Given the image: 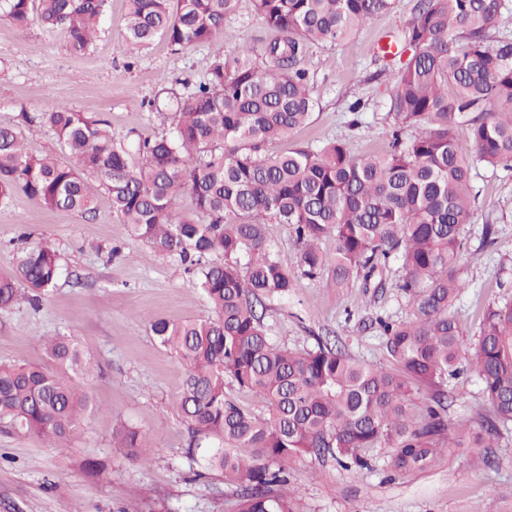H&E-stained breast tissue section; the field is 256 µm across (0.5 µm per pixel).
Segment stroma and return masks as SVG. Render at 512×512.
<instances>
[{
  "instance_id": "stroma-1",
  "label": "stroma",
  "mask_w": 512,
  "mask_h": 512,
  "mask_svg": "<svg viewBox=\"0 0 512 512\" xmlns=\"http://www.w3.org/2000/svg\"><path fill=\"white\" fill-rule=\"evenodd\" d=\"M415 0H396L392 12L374 17L340 45L312 48L318 106L309 125L276 143L279 151L298 144L322 146L336 139L355 156L388 148L385 78L376 74L377 42L401 29ZM126 0H108L92 50L72 53L62 30L39 23L18 28L0 20V124L39 118L57 104L108 119L127 142L168 131L169 109H155L166 91L182 92L183 81L203 80L215 49L202 44L178 50L159 39L147 49L124 42ZM225 49L240 39L261 45L273 33L257 17L253 0H237L225 22ZM361 102L363 110L350 107ZM480 190L458 275L466 287L454 305L476 340L488 308L512 303V170L479 168ZM88 187L95 210L86 215L52 211L23 191L0 204V274L12 271L21 232L50 241L62 254L69 278L39 307L23 305L0 313V362L47 364L44 343L54 336L78 341L96 362L85 388L96 404L70 447L52 448L43 438L19 433L0 421V512H234L235 497L220 473L195 477L188 456L189 434L172 401L185 370L148 328L152 318L172 322L210 317L212 310L184 273L132 236L96 180ZM491 238H483L484 226ZM120 247L112 258L110 247ZM268 336L293 350L328 342L367 364L390 367L377 315L407 319L410 309L397 272L379 288L354 282L336 291L326 280H298L287 298L264 303ZM450 386V437L480 431L489 406L477 375L461 371ZM132 427L153 455L147 464L129 460L112 432ZM487 452L445 449L423 472L394 474L384 466L386 448L372 451V470H346L310 456L292 467L290 486L302 512H512V425L489 437ZM100 467L88 471L87 460Z\"/></svg>"
}]
</instances>
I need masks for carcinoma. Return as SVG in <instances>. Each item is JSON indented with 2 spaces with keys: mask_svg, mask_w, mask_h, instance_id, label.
<instances>
[{
  "mask_svg": "<svg viewBox=\"0 0 512 512\" xmlns=\"http://www.w3.org/2000/svg\"><path fill=\"white\" fill-rule=\"evenodd\" d=\"M107 0H0V16L68 33L75 53L98 37ZM236 0H128L124 39L133 49L162 38L178 49L224 37ZM395 0H254L276 33L257 46L219 52L207 77L177 100L174 126L138 140L133 161L124 140L99 116L65 105L40 123L60 155H35L21 125H0V203L21 190L50 210L88 214L96 179L130 233L190 274L213 316L149 320L160 344L186 366L173 405L187 424L189 453L206 448V468L234 487L236 512H298L286 491L302 456L371 469L369 452L390 449L397 474L428 469L441 454L448 379L472 369L489 404L484 435L512 424V305L488 309L468 346L452 313L465 288L457 273L463 231L479 196L477 168L512 170V36L495 33L512 0H417L397 52H374L392 85L390 148L354 156L346 143L269 146L309 123L317 101L306 65L312 47L339 45ZM188 197L189 211L176 201ZM289 226L300 247L296 270L268 243L266 225ZM334 240L332 252L324 241ZM399 262L407 320L378 317L395 370L318 345L292 351L272 342L258 305L283 298L298 278L327 277L340 291ZM67 274L61 253L42 243L18 252L0 275V311L22 298L40 304ZM57 364L0 363V421L61 447L93 411L74 376L91 359L69 336L45 345ZM262 399L264 416L232 400L225 377ZM432 390L422 406L414 385ZM113 438L134 462L149 448L123 427Z\"/></svg>",
  "mask_w": 512,
  "mask_h": 512,
  "instance_id": "obj_1",
  "label": "carcinoma"
}]
</instances>
